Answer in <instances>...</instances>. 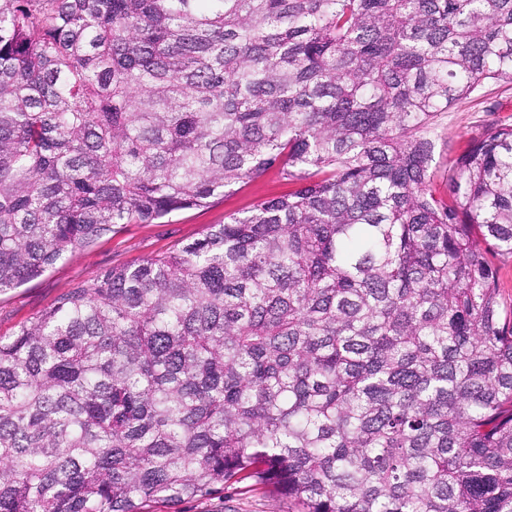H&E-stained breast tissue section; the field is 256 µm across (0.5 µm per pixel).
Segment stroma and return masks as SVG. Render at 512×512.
<instances>
[{
	"instance_id": "stroma-1",
	"label": "stroma",
	"mask_w": 512,
	"mask_h": 512,
	"mask_svg": "<svg viewBox=\"0 0 512 512\" xmlns=\"http://www.w3.org/2000/svg\"><path fill=\"white\" fill-rule=\"evenodd\" d=\"M494 121L512 123V82H491L456 102L441 114L433 139L431 188L448 195V170L456 156L484 127ZM290 186L278 169L237 184L204 207L176 212L157 224H126L58 261L41 277L0 295V336L12 335L74 284L97 277L109 268L130 264L172 246L201 238L209 225L223 223L230 214L249 210L258 202L288 193ZM149 512H300L297 501L268 489L239 482L226 485L212 497L174 507L149 504Z\"/></svg>"
}]
</instances>
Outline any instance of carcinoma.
Here are the masks:
<instances>
[{
    "label": "carcinoma",
    "instance_id": "obj_1",
    "mask_svg": "<svg viewBox=\"0 0 512 512\" xmlns=\"http://www.w3.org/2000/svg\"><path fill=\"white\" fill-rule=\"evenodd\" d=\"M512 0H0V294L123 224L295 185L0 336V512L252 480L304 512H512ZM495 120L512 123V82L487 83L441 114L433 135L435 149L430 169L431 188L437 197H448V170L456 156Z\"/></svg>",
    "mask_w": 512,
    "mask_h": 512
}]
</instances>
